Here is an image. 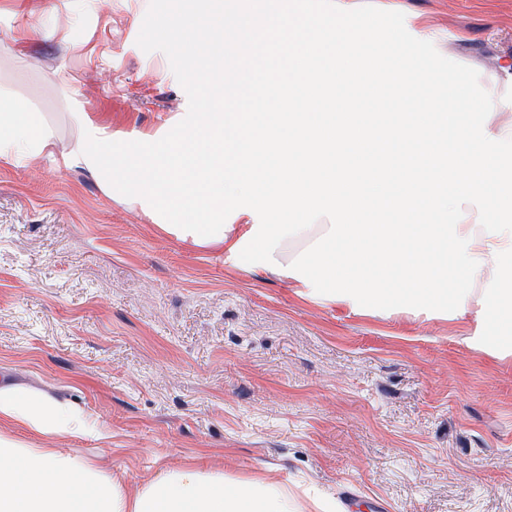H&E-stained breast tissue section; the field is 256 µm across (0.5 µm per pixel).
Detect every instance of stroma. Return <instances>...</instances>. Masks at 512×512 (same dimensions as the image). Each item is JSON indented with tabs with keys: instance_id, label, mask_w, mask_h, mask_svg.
Instances as JSON below:
<instances>
[{
	"instance_id": "1",
	"label": "stroma",
	"mask_w": 512,
	"mask_h": 512,
	"mask_svg": "<svg viewBox=\"0 0 512 512\" xmlns=\"http://www.w3.org/2000/svg\"><path fill=\"white\" fill-rule=\"evenodd\" d=\"M361 0L425 55L512 61V0ZM211 0H0V89L40 113L58 146L73 113L152 131L191 112L184 49L158 35ZM37 34L13 38L28 15ZM434 40L420 41L415 15ZM225 97L288 72L259 47ZM472 317L357 314L190 247L54 156L0 160V382L50 395L97 435L0 433L96 461L129 491L163 469L274 481L292 512H512V357L463 340ZM351 500L344 510L343 500Z\"/></svg>"
}]
</instances>
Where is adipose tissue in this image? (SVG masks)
Here are the masks:
<instances>
[{
	"label": "adipose tissue",
	"instance_id": "obj_1",
	"mask_svg": "<svg viewBox=\"0 0 512 512\" xmlns=\"http://www.w3.org/2000/svg\"><path fill=\"white\" fill-rule=\"evenodd\" d=\"M357 0L307 19L296 0H223L162 37L199 48L189 72L209 93L186 121L117 133L83 112L59 164L87 172L113 201L197 248L224 251L322 305L457 320L493 313L496 335L467 340L512 355V65L471 64L450 89L434 61L379 22L354 24ZM225 34L213 80L214 32ZM288 76L257 90L262 112L224 111V82L271 34ZM56 139L0 92V159L34 161ZM234 159L225 162L224 149ZM38 433L89 425L48 396L0 384V421ZM0 512H289L275 483L225 484L196 466L128 493L89 460L0 434Z\"/></svg>",
	"mask_w": 512,
	"mask_h": 512
}]
</instances>
